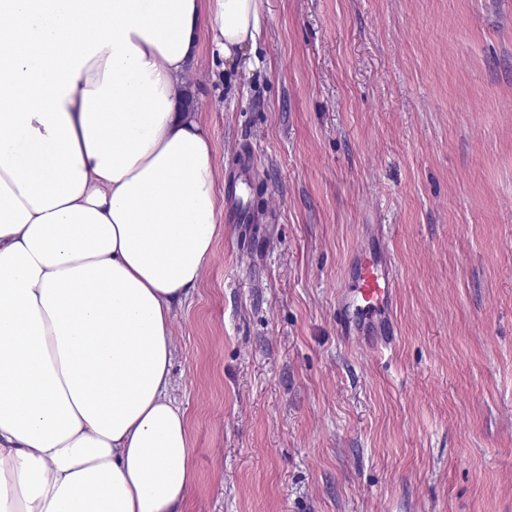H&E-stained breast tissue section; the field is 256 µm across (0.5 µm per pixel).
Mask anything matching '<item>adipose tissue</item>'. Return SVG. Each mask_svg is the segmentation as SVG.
I'll return each mask as SVG.
<instances>
[{
	"label": "adipose tissue",
	"instance_id": "ef3b65f1",
	"mask_svg": "<svg viewBox=\"0 0 512 512\" xmlns=\"http://www.w3.org/2000/svg\"><path fill=\"white\" fill-rule=\"evenodd\" d=\"M264 0H0V512H183L173 311L220 231L183 107Z\"/></svg>",
	"mask_w": 512,
	"mask_h": 512
}]
</instances>
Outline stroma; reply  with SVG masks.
<instances>
[{
    "mask_svg": "<svg viewBox=\"0 0 512 512\" xmlns=\"http://www.w3.org/2000/svg\"><path fill=\"white\" fill-rule=\"evenodd\" d=\"M218 175L254 164L174 312L184 512H512V0H265L201 33ZM394 334L348 344L360 255Z\"/></svg>",
    "mask_w": 512,
    "mask_h": 512,
    "instance_id": "obj_1",
    "label": "stroma"
}]
</instances>
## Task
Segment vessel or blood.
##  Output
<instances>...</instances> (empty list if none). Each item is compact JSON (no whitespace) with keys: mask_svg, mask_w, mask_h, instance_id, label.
Segmentation results:
<instances>
[{"mask_svg":"<svg viewBox=\"0 0 512 512\" xmlns=\"http://www.w3.org/2000/svg\"><path fill=\"white\" fill-rule=\"evenodd\" d=\"M394 285L391 271L379 270L377 264L364 259L359 261L336 304V323L345 341L366 332L387 335Z\"/></svg>","mask_w":512,"mask_h":512,"instance_id":"obj_1","label":"vessel or blood"}]
</instances>
